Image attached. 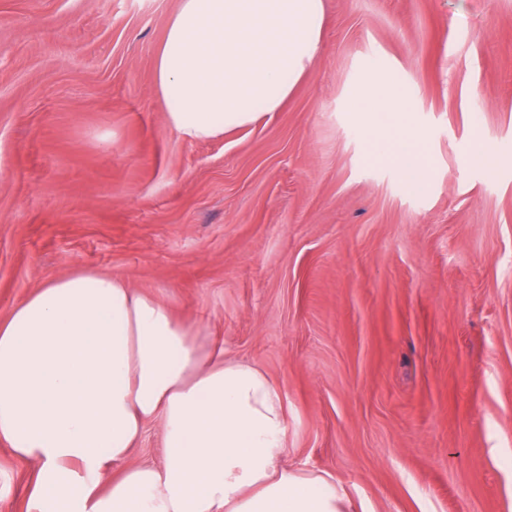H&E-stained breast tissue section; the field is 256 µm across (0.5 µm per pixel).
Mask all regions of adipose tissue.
I'll list each match as a JSON object with an SVG mask.
<instances>
[{
	"instance_id": "adipose-tissue-1",
	"label": "adipose tissue",
	"mask_w": 512,
	"mask_h": 512,
	"mask_svg": "<svg viewBox=\"0 0 512 512\" xmlns=\"http://www.w3.org/2000/svg\"><path fill=\"white\" fill-rule=\"evenodd\" d=\"M324 21V0H179L154 64L166 124L194 143L278 112ZM348 109L422 185L419 136L391 131L409 105L380 63ZM154 420L162 463H129ZM0 444L37 469L31 512H347L330 474L284 464V400L262 369L92 269L47 280L0 320Z\"/></svg>"
}]
</instances>
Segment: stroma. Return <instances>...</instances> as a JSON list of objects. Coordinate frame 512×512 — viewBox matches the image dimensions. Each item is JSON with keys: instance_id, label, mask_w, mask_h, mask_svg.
Wrapping results in <instances>:
<instances>
[{"instance_id": "1", "label": "stroma", "mask_w": 512, "mask_h": 512, "mask_svg": "<svg viewBox=\"0 0 512 512\" xmlns=\"http://www.w3.org/2000/svg\"><path fill=\"white\" fill-rule=\"evenodd\" d=\"M178 5L0 0V317L53 276L124 279L264 369L285 464L352 512H512V0H325L274 117L197 143L154 82ZM373 61L421 191L347 110ZM34 476L0 444V512Z\"/></svg>"}]
</instances>
